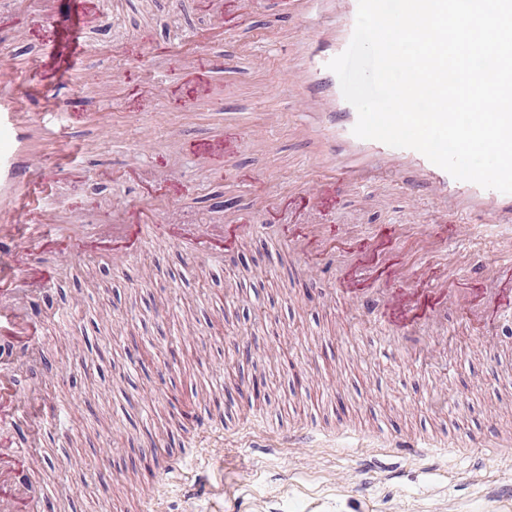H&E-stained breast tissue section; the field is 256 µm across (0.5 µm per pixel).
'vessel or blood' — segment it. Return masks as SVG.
<instances>
[{
  "label": "vessel or blood",
  "instance_id": "obj_1",
  "mask_svg": "<svg viewBox=\"0 0 512 512\" xmlns=\"http://www.w3.org/2000/svg\"><path fill=\"white\" fill-rule=\"evenodd\" d=\"M30 22L27 36L39 42L42 54L20 64L0 57V348L20 356L42 338L41 310L49 296L58 256L70 259L98 254L130 258L142 247L146 231L155 229L192 257L215 253L231 259L249 240L254 224L233 219L224 224H164L158 203L175 204L183 191L179 181L154 179L149 164L154 150L142 142L139 155L101 164L100 177H130L138 173L132 200L111 222L83 223L81 209H72L68 229H60V209L50 198L60 181L82 180L85 172L72 161L75 145L70 134L89 116L75 103L86 69L89 46L86 30L95 22L103 0H25ZM253 0H205L208 23L192 35L193 50L172 46L168 55L183 72L180 81L163 88V96L194 106L213 100L212 76L224 70V57L201 64L200 49L222 34L226 23L244 20ZM301 22L314 9L329 8L331 19L305 52L290 77L302 108L312 109L314 125H301V135L317 131L321 147L320 176L304 180L288 200L272 197L271 206L285 212L277 236L298 258L296 276L307 279L314 264H330L336 294L403 335L445 309H455L467 323L489 327L512 315V266L498 272L496 297L462 287L457 274L438 260L451 241L512 222V194L454 179L421 153L393 148L356 137L357 111L342 94L328 63L348 47L355 27L358 0H288ZM100 127L111 115L97 113ZM240 132L227 129L205 137H190L181 152L204 164H222L239 144ZM400 162L415 173L404 185L408 198L431 190L445 201L434 224H388L364 241L344 242L332 224H312L309 212L335 211L339 190L358 184L366 166ZM64 411L47 410L26 401L13 380L0 372V425L60 430ZM42 462L26 449L0 442V505L14 512H35L28 479Z\"/></svg>",
  "mask_w": 512,
  "mask_h": 512
}]
</instances>
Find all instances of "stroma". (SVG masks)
Segmentation results:
<instances>
[{
  "label": "stroma",
  "instance_id": "1",
  "mask_svg": "<svg viewBox=\"0 0 512 512\" xmlns=\"http://www.w3.org/2000/svg\"><path fill=\"white\" fill-rule=\"evenodd\" d=\"M0 14L17 23L0 51L18 61L38 58L39 45L25 35V8L0 0ZM206 22L199 0H105L87 31L92 53L80 104L88 112L111 106L112 127L90 121L74 131L88 175L64 184L60 200L79 203L94 218L111 217L130 185L98 179L95 170L149 135L155 175H173L184 186L163 211L164 223L221 224L245 212L259 230L231 265L209 254L183 258L156 234L130 259L57 263L43 311L46 334L12 375L24 389L32 365L55 362L63 375L47 380L38 400L76 396L83 406L70 411L63 431L32 440L0 427L1 439L43 461L35 479L39 512H512L511 499L492 494L512 482V456L489 449L496 438H512V319L478 332L450 314L406 347L379 317L337 299L331 275L311 281L320 299L305 302L290 256L274 238L270 194L294 192L320 165L317 145L298 137L303 117L285 83L310 28L271 0L227 25L209 51L237 61L231 78L214 77V95L228 110L171 106L156 97L137 114L112 107L113 82L140 75L128 41L145 33L172 46ZM241 117L249 128L223 171L181 156L182 139ZM258 168L266 182L241 180ZM365 175L344 191L332 217L348 238H368L385 224H430L440 214L443 203L433 192L404 196L410 170L370 168ZM449 252L459 274L487 287L494 264L512 262L495 230L451 242ZM133 337L159 373L131 366L126 349ZM241 337L261 341L255 362H237ZM217 361L225 381L262 382L250 405L216 401L209 368ZM176 398L196 401L222 430L186 439L171 406ZM303 428L311 440L289 443V434ZM398 435L429 440L433 453L398 459L393 477L383 460ZM475 438L485 447H473ZM149 440L172 453L189 449L182 474L158 478L150 460L130 461V450Z\"/></svg>",
  "mask_w": 512,
  "mask_h": 512
}]
</instances>
